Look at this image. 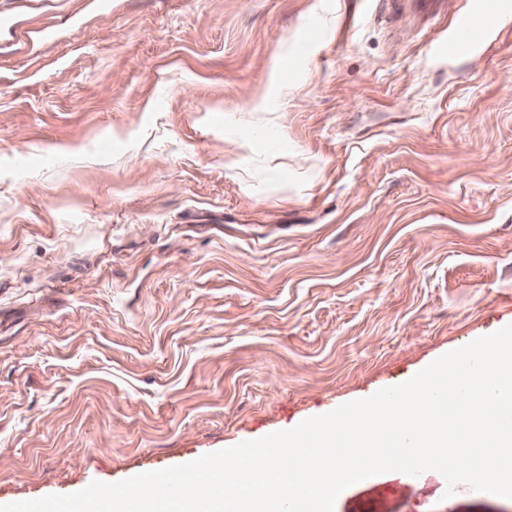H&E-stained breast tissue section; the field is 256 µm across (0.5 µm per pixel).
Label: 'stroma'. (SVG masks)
Instances as JSON below:
<instances>
[{
  "mask_svg": "<svg viewBox=\"0 0 512 512\" xmlns=\"http://www.w3.org/2000/svg\"><path fill=\"white\" fill-rule=\"evenodd\" d=\"M0 0V505L288 430L512 324V19ZM434 470L334 512H502ZM491 2V0H468L466 9L456 15L448 39L436 43L433 46L434 52L451 57L458 52L459 45L478 22L483 21L486 26L490 22H493L494 25L497 24V19H494V21L492 19L494 12Z\"/></svg>",
  "mask_w": 512,
  "mask_h": 512,
  "instance_id": "stroma-1",
  "label": "stroma"
}]
</instances>
